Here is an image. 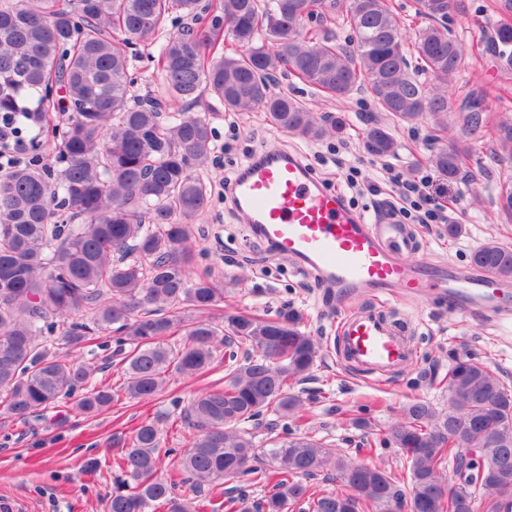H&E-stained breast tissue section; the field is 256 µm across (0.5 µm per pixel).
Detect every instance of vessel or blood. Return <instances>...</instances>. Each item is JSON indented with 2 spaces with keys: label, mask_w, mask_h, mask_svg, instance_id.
<instances>
[{
  "label": "vessel or blood",
  "mask_w": 512,
  "mask_h": 512,
  "mask_svg": "<svg viewBox=\"0 0 512 512\" xmlns=\"http://www.w3.org/2000/svg\"><path fill=\"white\" fill-rule=\"evenodd\" d=\"M232 201L242 223L280 257L295 262L324 286L339 290L402 289L406 296L444 295L448 308L496 321L506 316L502 296L512 284L485 272L444 266L426 272L407 262L416 238L393 218L370 220L326 189L296 153L267 151L235 178ZM346 363L390 372L408 362L400 332L379 313H357L338 328Z\"/></svg>",
  "instance_id": "vessel-or-blood-1"
}]
</instances>
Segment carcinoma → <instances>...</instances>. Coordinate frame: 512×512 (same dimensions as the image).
<instances>
[{
    "label": "carcinoma",
    "instance_id": "carcinoma-1",
    "mask_svg": "<svg viewBox=\"0 0 512 512\" xmlns=\"http://www.w3.org/2000/svg\"><path fill=\"white\" fill-rule=\"evenodd\" d=\"M433 24L409 40L392 0H0V114L23 112L26 128L51 143L53 164L34 154L0 175V407L29 415L77 397L93 416L117 393L93 382L96 367L70 363L49 335L81 347L95 338L115 344L128 399H149L169 374L207 371L217 346L229 349L224 388L194 397L183 411L195 431L177 475L158 476L160 430L136 429L113 466L107 512H512V389L475 354L455 352L448 366V410L412 400L403 417L375 434L373 446L401 451L407 473L366 464L326 448L313 436L275 434L259 448L243 425L270 411L302 418L291 382L314 367L320 347L295 312L275 318L224 316L222 324L186 323L183 305L204 312L224 300L209 274L192 277L191 227L209 200L194 174L213 154L209 120L169 111L175 103L217 98L226 112H263L288 133L317 140L341 133L346 115L325 123L305 103L269 85L287 71L321 96L343 100L366 88L378 114L366 119L363 148L397 153L394 124L430 118L439 132L428 162L450 180L463 177L468 137L489 131L496 159L512 162V115H488L487 94L472 90L460 109L461 134L448 131V96L420 79L446 85L465 69L456 38L436 23L448 0H416ZM334 11L352 32L348 50L304 31L309 17ZM192 25L160 45L163 84L136 97L125 48L151 45L170 14ZM496 67L512 73V0H493ZM229 35L241 52H220ZM471 265L512 279V248L496 239L477 247ZM183 332L177 346L168 337ZM251 352L237 361L235 349ZM453 476L445 478V466ZM335 473L338 487L316 496L306 479ZM264 482L269 494L251 503L245 486L226 498L200 496L201 486L230 479ZM190 492L180 498L176 490Z\"/></svg>",
    "mask_w": 512,
    "mask_h": 512
}]
</instances>
